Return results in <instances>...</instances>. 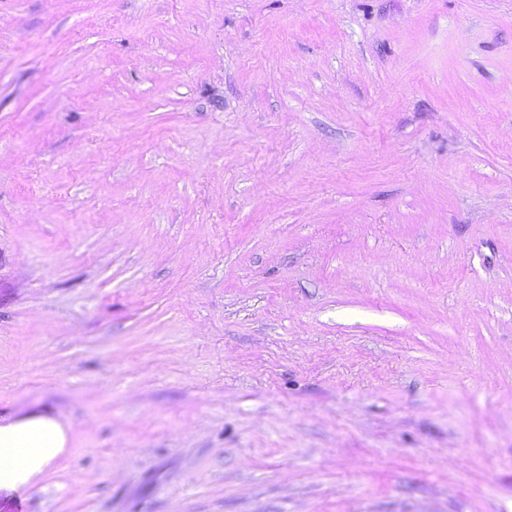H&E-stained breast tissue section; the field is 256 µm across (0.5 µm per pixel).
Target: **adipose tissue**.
Segmentation results:
<instances>
[{
	"label": "adipose tissue",
	"instance_id": "adipose-tissue-1",
	"mask_svg": "<svg viewBox=\"0 0 512 512\" xmlns=\"http://www.w3.org/2000/svg\"><path fill=\"white\" fill-rule=\"evenodd\" d=\"M65 434L52 418L0 421V489L27 486L62 452Z\"/></svg>",
	"mask_w": 512,
	"mask_h": 512
}]
</instances>
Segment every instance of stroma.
<instances>
[{
    "instance_id": "35a3bbf8",
    "label": "stroma",
    "mask_w": 512,
    "mask_h": 512,
    "mask_svg": "<svg viewBox=\"0 0 512 512\" xmlns=\"http://www.w3.org/2000/svg\"><path fill=\"white\" fill-rule=\"evenodd\" d=\"M0 512H512V0H0ZM65 434L52 418L5 419L0 424V489L27 486L62 452Z\"/></svg>"
}]
</instances>
